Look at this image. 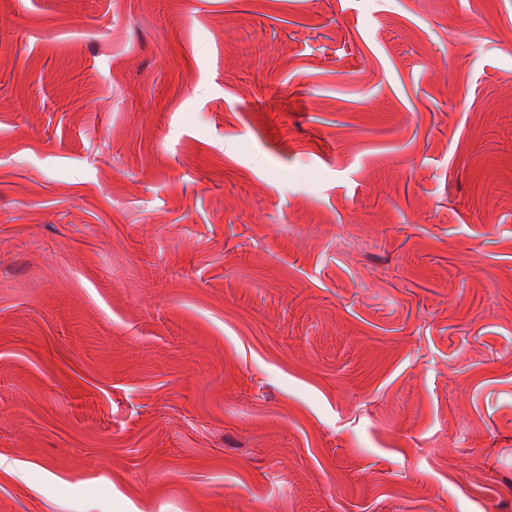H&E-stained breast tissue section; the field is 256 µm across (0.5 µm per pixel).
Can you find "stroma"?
Wrapping results in <instances>:
<instances>
[{
    "label": "stroma",
    "mask_w": 512,
    "mask_h": 512,
    "mask_svg": "<svg viewBox=\"0 0 512 512\" xmlns=\"http://www.w3.org/2000/svg\"><path fill=\"white\" fill-rule=\"evenodd\" d=\"M0 512H512V0H0Z\"/></svg>",
    "instance_id": "obj_1"
}]
</instances>
